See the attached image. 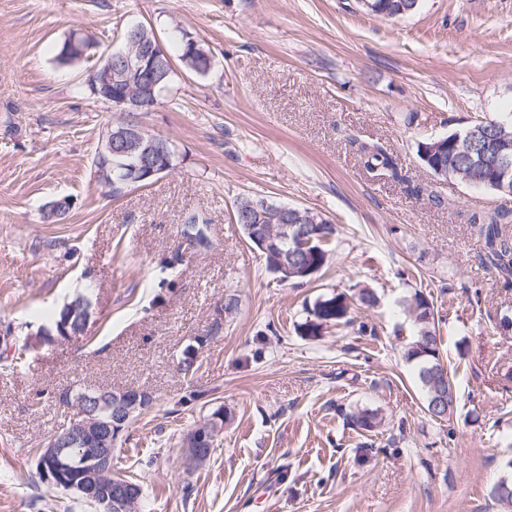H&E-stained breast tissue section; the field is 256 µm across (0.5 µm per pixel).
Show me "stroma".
Listing matches in <instances>:
<instances>
[{
    "mask_svg": "<svg viewBox=\"0 0 512 512\" xmlns=\"http://www.w3.org/2000/svg\"><path fill=\"white\" fill-rule=\"evenodd\" d=\"M136 23L171 54L192 36L213 64L178 72L140 116L176 145L175 169L116 198L92 159L121 115L86 78ZM74 31L93 46L60 65ZM509 110L512 0H421L395 19L355 0H0V327L28 349L0 365V512H95L36 473V448L68 419L56 393L83 383L153 395L112 450L117 473L143 477L141 512H512L488 496L512 458V288L469 226L512 197L437 179L414 148ZM353 135L385 143L427 195L371 177ZM256 194L334 224L310 285L277 282L234 224ZM63 197L64 219L44 221ZM194 212L210 224L198 252L181 240ZM421 287L445 320L448 423L424 413L401 356L403 301ZM361 288L377 303L353 316L378 335H296L318 296ZM233 290L238 313L184 376L185 348ZM81 294L86 333L61 338L50 317ZM221 406L210 460L187 469L183 438ZM365 408L385 419L368 448L342 418Z\"/></svg>",
    "mask_w": 512,
    "mask_h": 512,
    "instance_id": "1",
    "label": "stroma"
}]
</instances>
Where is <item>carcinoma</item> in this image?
Masks as SVG:
<instances>
[{
    "mask_svg": "<svg viewBox=\"0 0 512 512\" xmlns=\"http://www.w3.org/2000/svg\"><path fill=\"white\" fill-rule=\"evenodd\" d=\"M372 9L366 10L370 15L388 18L402 17L415 13L420 0H371ZM74 36L66 38L56 50L55 58L61 64H73L84 56V51L74 44ZM177 52L184 68L196 74L207 71L204 56L207 51L197 42H190L181 37ZM496 126L500 132L512 138V113L497 119L476 120L468 126L470 130H485ZM356 153L363 161L367 173L374 177H387L397 183L406 185L411 196L420 198L425 188L420 184H411L399 159L388 148L376 140L350 139ZM415 153L421 164L434 170V162L442 160L448 165V174L461 182L496 191L495 184L486 178V173L477 161L453 145V135L427 137L415 142ZM130 158L110 155L98 151L93 159L94 173L99 183L112 189L113 196L122 193L127 184L120 181L123 169L129 165ZM512 223V212L498 210L495 212L476 211L470 217V224L478 238L484 243L481 263L496 273L506 288L512 287V234L507 225ZM336 228L321 218L309 219L304 224L293 225V232L286 239H278L275 248L262 254L266 271L277 269L279 261L285 260L295 267L289 284L302 287L312 283L328 265L332 252V241ZM367 307L373 306L377 298L366 288L353 294L332 292L319 296L307 311L304 320L295 325V332L305 340H315L323 336L326 328L349 325L354 322L351 316L353 301ZM411 323V336L404 344L402 358L414 365L417 382L423 398V408L427 415L441 421L451 420L457 402L453 377L444 364L441 353L439 323L440 315L435 310L433 298L422 290H415L403 303ZM103 392L86 387L68 389L59 395V400L80 406L87 400H94ZM346 422L357 430L374 437L382 424L383 417L378 410L359 409L344 414ZM85 456L76 449L44 457L38 456V472L57 471L68 480H76L86 469ZM489 497L500 505L512 507V481H497L489 488Z\"/></svg>",
    "mask_w": 512,
    "mask_h": 512,
    "instance_id": "cac0c4a2",
    "label": "carcinoma"
}]
</instances>
